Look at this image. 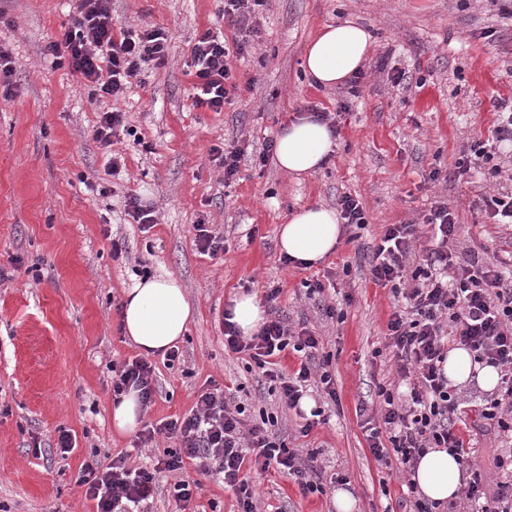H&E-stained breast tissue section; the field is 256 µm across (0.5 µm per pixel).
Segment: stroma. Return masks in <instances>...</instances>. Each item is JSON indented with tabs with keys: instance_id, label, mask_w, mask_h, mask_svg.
<instances>
[{
	"instance_id": "1",
	"label": "stroma",
	"mask_w": 512,
	"mask_h": 512,
	"mask_svg": "<svg viewBox=\"0 0 512 512\" xmlns=\"http://www.w3.org/2000/svg\"><path fill=\"white\" fill-rule=\"evenodd\" d=\"M222 8L221 0H112L113 28L150 25L172 36L165 66L146 68L119 102L142 142L114 141L124 159L116 175L94 139L102 102L43 54L69 25L71 0H0V45L12 54L17 85L12 98L0 97V512H95L80 482L93 454L123 453L141 466L173 447L159 435L136 448V434H115L109 419L110 367L137 354L122 330V301L143 268L178 278L194 315L178 344L181 363L151 358L157 391L142 424L189 413L209 384H244L250 418L277 414L289 447L323 449L326 473L347 475L353 512H403L410 472L397 458L374 459L356 413L395 377L383 350L394 298L370 279L368 258L384 224L418 223L417 246L427 247L422 219L440 198L459 224V255L496 262L512 249V226L489 218L481 203L512 194V176L453 175L461 153L490 138L497 111L512 112V0H268L255 51L231 61L251 87L211 112L193 105L192 48L207 30L233 39ZM347 20L371 34L361 83L312 85L309 42ZM398 71L409 76L408 88L389 81ZM342 103L330 160L302 180L275 162L260 169L245 160L228 183L211 160L213 146L234 143L252 153L293 115L311 106L332 113ZM98 184L107 195L95 192ZM130 194L155 206L149 231L129 223ZM344 195L366 210L358 239L342 238L319 266L283 265L280 225L305 207L335 208ZM201 222L226 238L224 251L200 254L194 226ZM116 240L126 261L112 258ZM327 274L334 288L307 298L304 280ZM272 283L281 287L276 310L293 329L318 336L315 358L328 360L336 382L337 401L320 403L326 423L306 436L305 414L279 405L248 372L247 357L224 348L229 301L246 291L264 296ZM327 305L336 318L326 317ZM467 425L484 488L494 494L503 479L495 457L512 440L479 417ZM63 430L77 439L67 454L56 446ZM250 478L258 512H336L334 484L306 496L286 475L254 471ZM203 484L186 504L160 486L146 510L238 512L220 476Z\"/></svg>"
}]
</instances>
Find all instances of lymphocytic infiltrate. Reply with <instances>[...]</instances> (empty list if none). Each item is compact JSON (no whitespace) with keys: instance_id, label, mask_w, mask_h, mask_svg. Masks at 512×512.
Segmentation results:
<instances>
[{"instance_id":"f902f5d3","label":"lymphocytic infiltrate","mask_w":512,"mask_h":512,"mask_svg":"<svg viewBox=\"0 0 512 512\" xmlns=\"http://www.w3.org/2000/svg\"><path fill=\"white\" fill-rule=\"evenodd\" d=\"M267 0H224V22L235 36L226 40L204 31L192 49L194 104L213 112L223 111L238 94L241 84L232 58L250 54L259 39V14ZM171 37L160 27L112 28V0H77L68 27L44 48L54 66L68 68L88 82L94 96L117 101L146 66L165 65ZM493 144L473 142L456 162V176L488 168L495 159L512 153V113L500 119ZM431 230L432 248L415 253V224H386L369 258V275L375 284L393 285L398 301L387 322L386 345L395 358L398 380L409 389L408 398L394 387L376 388L381 423H364L366 441L377 462L397 456L403 465L415 466L428 448H445L458 455L471 477L463 500L472 512H512V448L503 449L496 464L505 479L494 495H487L480 473L474 470L475 450L459 425L469 413L496 422L504 435L512 436V273L498 264L464 260L452 246L458 226L447 201L439 200L424 218ZM411 279L412 287L398 283ZM224 341L236 353L247 355L261 370L271 392L282 404L299 408L308 387L319 396L336 399L335 380L325 364L315 363L319 340L308 329L293 331L286 320L271 317L251 337L241 336L233 324H225ZM468 350L475 362L498 369L501 394L468 408L463 406L442 365L450 346ZM302 353L299 368L284 374L276 359L286 350ZM139 391L143 404L156 392L155 367L134 358L112 369V394ZM243 403L229 404L221 387L202 391L187 414L146 426L139 443L155 435L175 439L176 447L164 449L147 467L129 466L126 456L108 465L85 463L82 483L96 512H142L153 498L159 477L175 474L170 486L175 500L190 502L202 491L197 480L178 478L185 460L195 461L202 473L221 475L237 494L240 512H257L255 493L248 480L251 471L277 470L294 479L303 494H321L319 451L300 456L281 440L273 428L278 419L265 412L255 424H247Z\"/></svg>"}]
</instances>
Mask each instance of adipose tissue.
Masks as SVG:
<instances>
[{
    "instance_id": "adipose-tissue-1",
    "label": "adipose tissue",
    "mask_w": 512,
    "mask_h": 512,
    "mask_svg": "<svg viewBox=\"0 0 512 512\" xmlns=\"http://www.w3.org/2000/svg\"><path fill=\"white\" fill-rule=\"evenodd\" d=\"M370 35L352 22L326 26L309 45L306 72L318 86L347 83L362 69ZM335 138L328 124L307 112L284 125L276 138L275 159L279 167L295 176L320 169L333 151ZM343 233L336 210L322 206L301 209L281 225L278 248L282 255L312 266L333 252ZM193 316L186 292L173 276L135 280L126 291L123 326L126 336L145 355L162 354L184 336ZM449 382L464 385L474 381L493 390L499 381L496 368L479 365L467 350L449 351L443 364ZM465 475L457 457L444 448L429 449L411 473L412 482L430 501L455 499Z\"/></svg>"
}]
</instances>
